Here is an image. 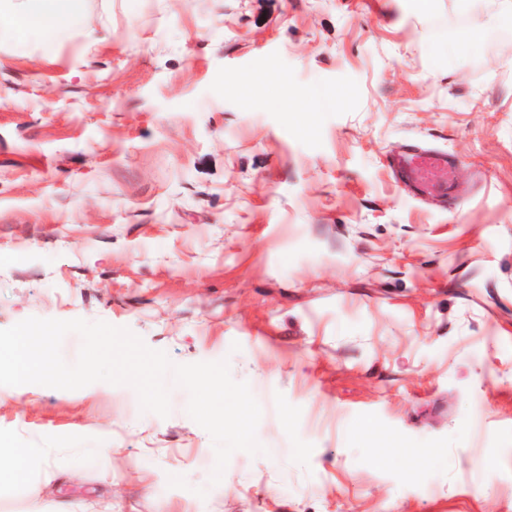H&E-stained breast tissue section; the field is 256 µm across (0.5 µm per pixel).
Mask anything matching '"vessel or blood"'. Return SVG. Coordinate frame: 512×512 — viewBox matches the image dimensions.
<instances>
[{
	"label": "vessel or blood",
	"mask_w": 512,
	"mask_h": 512,
	"mask_svg": "<svg viewBox=\"0 0 512 512\" xmlns=\"http://www.w3.org/2000/svg\"><path fill=\"white\" fill-rule=\"evenodd\" d=\"M389 167L396 179L409 185L415 195L447 193L443 177L449 171L447 154L410 144L403 154L391 157Z\"/></svg>",
	"instance_id": "1"
}]
</instances>
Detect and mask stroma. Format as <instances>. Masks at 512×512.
Wrapping results in <instances>:
<instances>
[{
    "instance_id": "obj_1",
    "label": "stroma",
    "mask_w": 512,
    "mask_h": 512,
    "mask_svg": "<svg viewBox=\"0 0 512 512\" xmlns=\"http://www.w3.org/2000/svg\"><path fill=\"white\" fill-rule=\"evenodd\" d=\"M0 0V329L228 360L263 454L218 485L170 392L0 386V512H512V21L500 0ZM481 40H474L475 30ZM446 152L447 202L388 159ZM50 467H43L44 454ZM84 0H31L29 12L20 22L24 31L32 30L43 36L65 33L81 13ZM30 449L10 448L0 457V484L15 483L23 480L29 471Z\"/></svg>"
}]
</instances>
